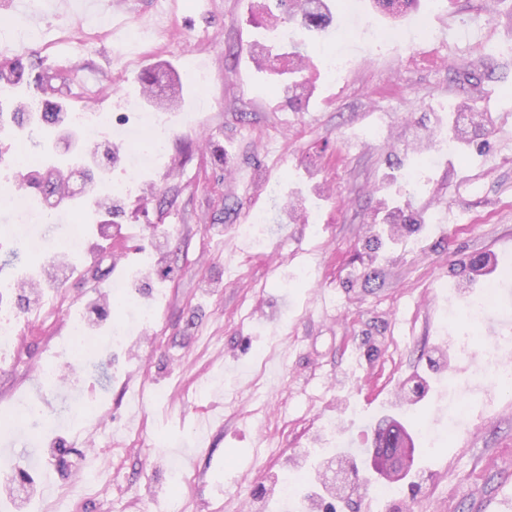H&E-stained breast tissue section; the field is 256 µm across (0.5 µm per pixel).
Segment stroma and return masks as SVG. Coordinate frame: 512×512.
I'll list each match as a JSON object with an SVG mask.
<instances>
[{"instance_id":"stroma-1","label":"stroma","mask_w":512,"mask_h":512,"mask_svg":"<svg viewBox=\"0 0 512 512\" xmlns=\"http://www.w3.org/2000/svg\"><path fill=\"white\" fill-rule=\"evenodd\" d=\"M0 22L37 33L18 59L30 94L70 112L125 123L155 116L172 131L165 167L117 161L93 194L111 217L79 218L86 251L58 280L41 255L12 262L0 236V282L42 284L0 315L20 319L22 356L0 354V418L37 402L45 427L35 468L0 432V502L10 512H276L282 479L310 512H504L512 504V389L479 376L486 323L466 311L487 283L505 291L496 337L512 347V0H420L406 18L358 0H329L333 20L308 58L271 29L276 0H117L127 24L157 12L152 43L113 41L41 0L37 19ZM455 34L445 38L444 27ZM402 29L403 43L378 33ZM348 34L346 76L323 75L318 50ZM153 71L160 89L139 81ZM209 83L200 87L199 74ZM176 106L160 107L171 88ZM484 112L465 156L437 153L417 186L416 147L449 110ZM376 124L389 142L368 141ZM278 184L277 202L266 186ZM265 219L250 237L237 227ZM482 274L465 270L474 256ZM129 280L154 323L129 347L80 359L65 385L39 369L63 351L77 310ZM471 336L459 353L455 332ZM459 427L449 431V417ZM399 420L417 448L398 499L362 463L374 428ZM141 424L115 448L113 431ZM192 475L181 490L182 475Z\"/></svg>"}]
</instances>
